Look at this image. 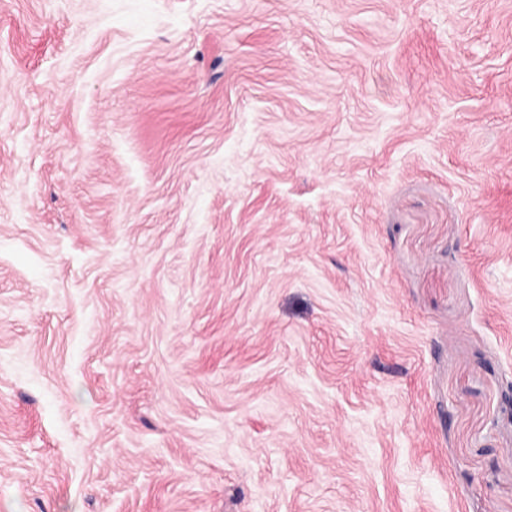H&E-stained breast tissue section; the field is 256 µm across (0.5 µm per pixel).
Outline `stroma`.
Listing matches in <instances>:
<instances>
[{
	"label": "stroma",
	"mask_w": 512,
	"mask_h": 512,
	"mask_svg": "<svg viewBox=\"0 0 512 512\" xmlns=\"http://www.w3.org/2000/svg\"><path fill=\"white\" fill-rule=\"evenodd\" d=\"M512 0H0V512H512Z\"/></svg>",
	"instance_id": "35a3bbf8"
}]
</instances>
